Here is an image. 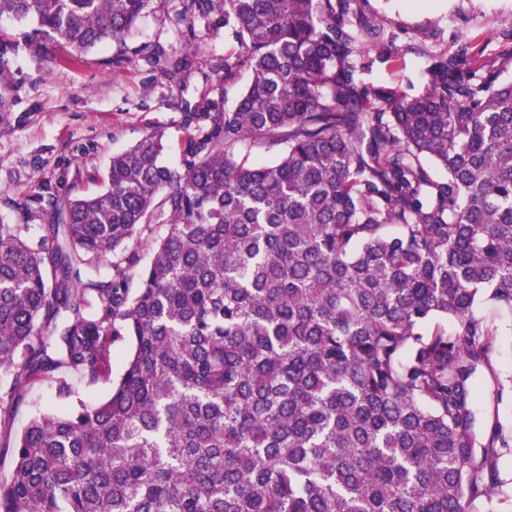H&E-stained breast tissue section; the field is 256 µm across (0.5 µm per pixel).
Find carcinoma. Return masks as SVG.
Masks as SVG:
<instances>
[{"label": "carcinoma", "mask_w": 512, "mask_h": 512, "mask_svg": "<svg viewBox=\"0 0 512 512\" xmlns=\"http://www.w3.org/2000/svg\"><path fill=\"white\" fill-rule=\"evenodd\" d=\"M152 2L0 0L36 20L0 35V77L20 47L119 61ZM349 6L181 0L179 32L236 48L183 112L180 165L153 131L100 191L21 206L46 234L0 221V417L38 378L70 404L14 440L0 512H472L497 487L512 431L478 418L497 328L474 307L512 310V82L464 46L419 96L361 86L380 31ZM143 52L171 82L188 67ZM258 143L273 161L248 162ZM118 342L84 401L72 376L110 377Z\"/></svg>", "instance_id": "cac0c4a2"}]
</instances>
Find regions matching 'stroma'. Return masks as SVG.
Segmentation results:
<instances>
[{
  "label": "stroma",
  "mask_w": 512,
  "mask_h": 512,
  "mask_svg": "<svg viewBox=\"0 0 512 512\" xmlns=\"http://www.w3.org/2000/svg\"><path fill=\"white\" fill-rule=\"evenodd\" d=\"M179 0H155L125 36L129 52L113 63L106 44L74 63L55 53L35 60L19 54L0 82V98L12 120L0 126V219L25 223L17 203L50 192L57 197L98 191L114 154L144 134L158 131L165 159L178 164L186 141L185 104L206 89L204 72L235 41L231 35L189 45L167 15ZM352 9L380 26L382 42L368 45L359 59V80L368 87L413 97L430 81L431 58L461 46L494 62L499 79L512 81V0H352ZM161 44L166 57L185 58L190 70L173 83L138 50ZM477 316L494 320L497 347L489 367L475 374L480 416L512 428V313L481 304ZM39 409L65 411L50 381L33 385L8 424L0 426V479L12 467L11 445Z\"/></svg>",
  "instance_id": "1"
}]
</instances>
